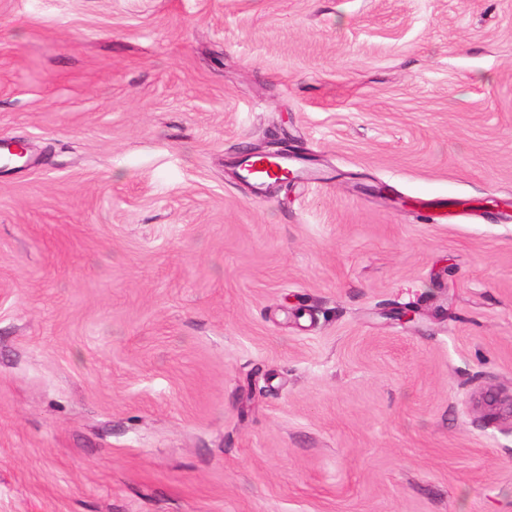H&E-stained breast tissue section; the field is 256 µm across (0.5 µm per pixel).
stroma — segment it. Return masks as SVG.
<instances>
[{"label": "stroma", "mask_w": 512, "mask_h": 512, "mask_svg": "<svg viewBox=\"0 0 512 512\" xmlns=\"http://www.w3.org/2000/svg\"><path fill=\"white\" fill-rule=\"evenodd\" d=\"M0 140V512H512V0H0ZM473 407L498 422L507 423L512 430V392L506 394H480L472 399Z\"/></svg>", "instance_id": "stroma-1"}]
</instances>
